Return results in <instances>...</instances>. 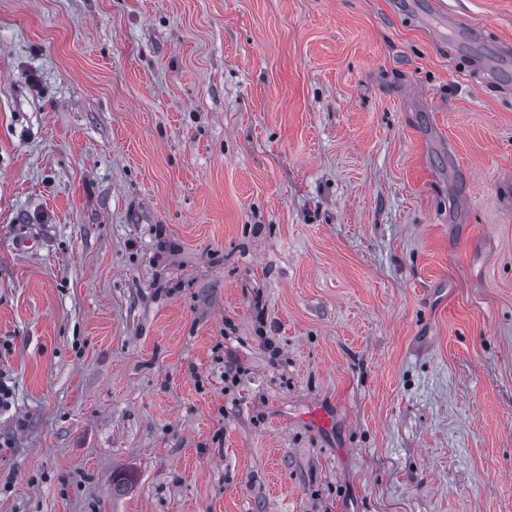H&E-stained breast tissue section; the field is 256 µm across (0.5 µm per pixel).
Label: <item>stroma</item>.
I'll use <instances>...</instances> for the list:
<instances>
[{
    "mask_svg": "<svg viewBox=\"0 0 512 512\" xmlns=\"http://www.w3.org/2000/svg\"><path fill=\"white\" fill-rule=\"evenodd\" d=\"M433 10L512 43L0 0V512H512V62ZM439 19L443 25L454 29L457 34L467 40L488 42L493 55L487 57H476L471 65V71L478 74L485 82L493 83L495 81L494 67L499 64L500 58H509L512 53L511 43L492 41L479 29H476L464 22H460L447 13H440Z\"/></svg>",
    "mask_w": 512,
    "mask_h": 512,
    "instance_id": "stroma-1",
    "label": "stroma"
}]
</instances>
